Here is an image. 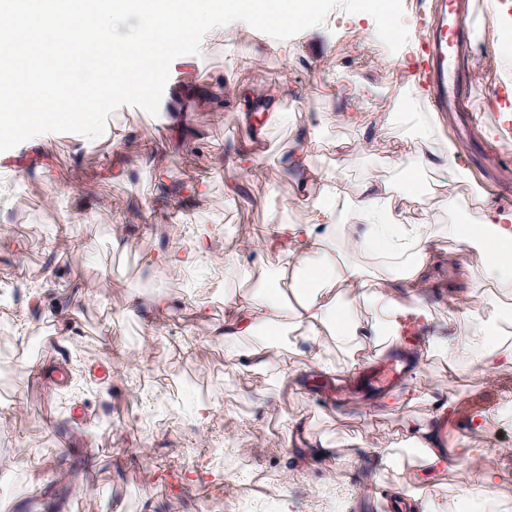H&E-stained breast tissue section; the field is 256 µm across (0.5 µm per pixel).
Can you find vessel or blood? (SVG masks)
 <instances>
[{"instance_id":"1","label":"vessel or blood","mask_w":512,"mask_h":512,"mask_svg":"<svg viewBox=\"0 0 512 512\" xmlns=\"http://www.w3.org/2000/svg\"><path fill=\"white\" fill-rule=\"evenodd\" d=\"M474 0H440L429 22L419 31L417 84L425 86L438 111L456 115L454 128L467 132L476 121L472 107L475 89L460 68L472 47ZM414 329L402 332L396 343L369 367V385L385 387L405 373Z\"/></svg>"}]
</instances>
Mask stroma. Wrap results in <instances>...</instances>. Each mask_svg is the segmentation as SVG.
Instances as JSON below:
<instances>
[{
	"label": "stroma",
	"instance_id": "stroma-1",
	"mask_svg": "<svg viewBox=\"0 0 512 512\" xmlns=\"http://www.w3.org/2000/svg\"><path fill=\"white\" fill-rule=\"evenodd\" d=\"M476 40L466 64L480 74L472 105L481 122L469 135L453 133L412 80L415 42L402 53L370 39L366 22L333 9L324 25L293 36L294 59L283 43L248 24L222 26L202 39L203 52L171 66L158 115L117 108L94 141L72 132H44L0 152V291L11 296L14 325L0 334V459L8 458L10 489L0 512L32 497L55 500L57 476L77 474L60 512H359L360 492L410 491L438 497L460 512L461 490L483 493L485 512L512 496V456L497 467L501 484L486 488L492 447L512 449V422L496 411L512 397V366L495 380L475 358L424 354L407 377L330 403L318 394L327 378L321 361L339 372L369 366L380 347L343 353L331 335L318 342L267 347L269 367L255 372L229 361L216 328L229 307L214 262L189 270L160 264L206 233L213 254L227 257L225 279L250 277L240 295L260 291L284 272L274 249L231 255L235 241L265 233L272 216L288 224L309 220L297 194H317L300 169L286 166L296 146L310 163L337 177L356 196L367 176L398 180L402 149L429 151L454 143L455 166L418 175L420 195L408 213L426 220L434 249L430 286L400 287L396 300L426 306L449 339L469 335L491 296L512 310V292L484 282L482 252L448 239L451 224L484 221L487 209L512 208V168H481L486 140L512 135L500 123L512 100L487 97L485 86L512 89V35L498 13L512 0H476ZM253 63L239 62L234 46ZM283 87L284 120L254 141L235 112L250 94ZM256 146L257 157L243 152ZM467 180H459L457 168ZM141 305L130 308L132 297ZM148 343L128 365L131 341ZM66 364L69 389L52 391L37 378L41 363ZM418 389L416 400L406 396ZM80 421L69 418L71 407ZM487 414L484 430L471 419ZM447 427L452 465H425L407 451L410 427ZM281 443L272 452L269 440ZM354 451H347V443ZM153 449L152 458L142 449ZM397 454L385 466L383 450ZM287 486H280L281 476Z\"/></svg>",
	"mask_w": 512,
	"mask_h": 512
}]
</instances>
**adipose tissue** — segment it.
I'll use <instances>...</instances> for the list:
<instances>
[{
    "mask_svg": "<svg viewBox=\"0 0 512 512\" xmlns=\"http://www.w3.org/2000/svg\"><path fill=\"white\" fill-rule=\"evenodd\" d=\"M437 161L454 164L455 149L450 141H442L432 155L407 153L397 160V169L407 179L404 189L368 179L361 193L347 201L348 211L359 218L363 229L343 239L336 236L339 218L328 201L343 195L344 189L333 177L311 170L312 179L323 187L321 195L306 201L311 222L275 224L269 234L270 241L283 243L282 254L288 265L300 271L299 276L288 281L289 288L299 294L298 303L284 306L273 289H266L261 297L238 301L237 315L223 329L225 346L235 349L247 369L260 370L266 365L262 348L249 344V337L275 329H287L295 343L317 341L329 331L337 346L348 352L358 351L367 342L378 345L397 337L406 310L395 301L394 289L402 284L416 290L425 287L423 270L431 240L427 225L401 222L402 204L417 192L415 175ZM486 222L488 227L484 230L449 225L448 236L487 252V278L510 284L512 251L506 250L505 244L512 241V209H488ZM363 253L374 254V273H367L358 262V255ZM339 283L353 288L354 297L342 303L330 299L331 289ZM361 299L369 300L375 309L372 324H362L356 318L355 308ZM499 310V302L490 300L478 334L455 344L433 336L427 342L428 349L449 357L463 348L479 349V363L488 370L511 364L512 346L493 333Z\"/></svg>",
    "mask_w": 512,
    "mask_h": 512,
    "instance_id": "obj_1",
    "label": "adipose tissue"
}]
</instances>
